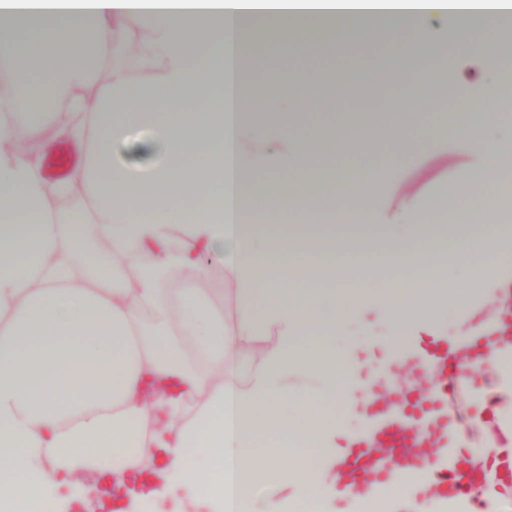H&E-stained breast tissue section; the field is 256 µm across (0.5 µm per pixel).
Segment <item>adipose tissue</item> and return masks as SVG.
Here are the masks:
<instances>
[{"mask_svg":"<svg viewBox=\"0 0 512 512\" xmlns=\"http://www.w3.org/2000/svg\"><path fill=\"white\" fill-rule=\"evenodd\" d=\"M257 21L284 38L301 24L340 42L407 33L454 51L448 98L491 102L496 70L465 35L512 21V0H0V83L12 86L0 96V133L11 138L0 145V512H62L55 487L102 471L140 425L164 462L153 472L155 498L178 493L207 512H286L315 489L313 465L336 427L329 409L358 382L321 335L350 315L344 298L411 290L389 306L385 339L398 354L452 254L472 248L482 257L455 283L462 304L512 263V225L490 223V193L469 196L473 237L419 217L375 223L372 188L432 147L434 130L410 135L400 123L381 140L348 121L296 138L299 112L331 96L311 81L257 102L248 77L271 68L250 49ZM92 83L89 108L81 92ZM58 91L80 162L52 182L27 144L51 147L39 111ZM509 121L479 112L449 125L448 137L483 156L491 128ZM141 126L162 147L148 170L115 149ZM354 143L387 146L388 156L359 169V194L348 171L335 172V211L359 216L350 229L321 225L314 196L261 178L304 165L315 146L339 155ZM71 191L89 208L61 213L54 199ZM285 211L302 223H276ZM87 223L109 252L88 249ZM216 266L230 286L229 321L208 287ZM310 267L342 274L333 287L305 288ZM178 272L185 284L171 287ZM258 342L242 376L239 354ZM294 378L308 396L291 393Z\"/></svg>","mask_w":512,"mask_h":512,"instance_id":"ef3b65f1","label":"adipose tissue"}]
</instances>
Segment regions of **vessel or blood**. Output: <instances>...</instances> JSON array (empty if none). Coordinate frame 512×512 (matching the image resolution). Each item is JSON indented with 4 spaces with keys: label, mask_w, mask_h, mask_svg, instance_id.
Masks as SVG:
<instances>
[{
    "label": "vessel or blood",
    "mask_w": 512,
    "mask_h": 512,
    "mask_svg": "<svg viewBox=\"0 0 512 512\" xmlns=\"http://www.w3.org/2000/svg\"><path fill=\"white\" fill-rule=\"evenodd\" d=\"M488 309L475 307L465 316V335L458 345L468 362L448 352V340L439 335L404 337L399 367L418 368L430 379L428 399L416 410L363 400L358 410L363 429L343 447L321 453L315 465L319 483L330 486L343 512H365L369 497L389 487L411 482L408 495L393 501L392 512H415L425 503L431 512H466L464 481H476L479 490L512 493V450L491 452L477 464L464 462L454 440L456 419L448 400L449 386H467L473 363L491 367L512 353V336L490 324Z\"/></svg>",
    "instance_id": "1"
}]
</instances>
